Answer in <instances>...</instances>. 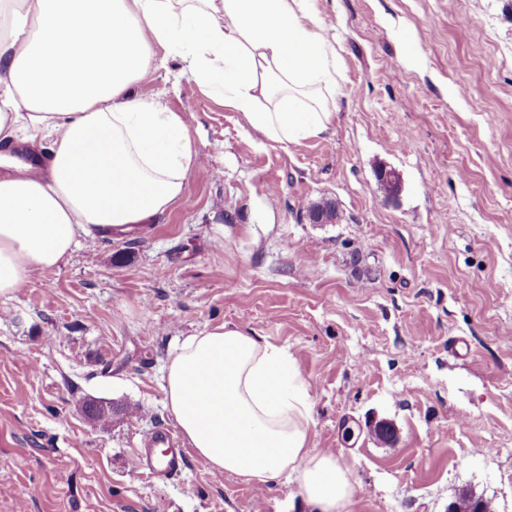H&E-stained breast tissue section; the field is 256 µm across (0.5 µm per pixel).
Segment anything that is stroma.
<instances>
[{
    "mask_svg": "<svg viewBox=\"0 0 512 512\" xmlns=\"http://www.w3.org/2000/svg\"><path fill=\"white\" fill-rule=\"evenodd\" d=\"M336 113L282 150L155 47L134 86L201 162L170 211L0 299V512H310L295 479L136 473L165 366L229 323L284 347L353 512H512V0H318ZM395 172L391 194L378 180ZM337 217L310 221L316 204ZM119 407L110 424L79 402ZM392 424L394 443L376 423Z\"/></svg>",
    "mask_w": 512,
    "mask_h": 512,
    "instance_id": "stroma-1",
    "label": "stroma"
}]
</instances>
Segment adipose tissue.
<instances>
[{
	"label": "adipose tissue",
	"instance_id": "1",
	"mask_svg": "<svg viewBox=\"0 0 512 512\" xmlns=\"http://www.w3.org/2000/svg\"><path fill=\"white\" fill-rule=\"evenodd\" d=\"M315 0H0V299L92 231L165 214L200 161L184 117L138 97L161 45L281 149L325 133L336 49ZM168 415L217 474L295 477L312 512L354 487L310 446L309 387L283 347L222 324L168 356Z\"/></svg>",
	"mask_w": 512,
	"mask_h": 512
}]
</instances>
